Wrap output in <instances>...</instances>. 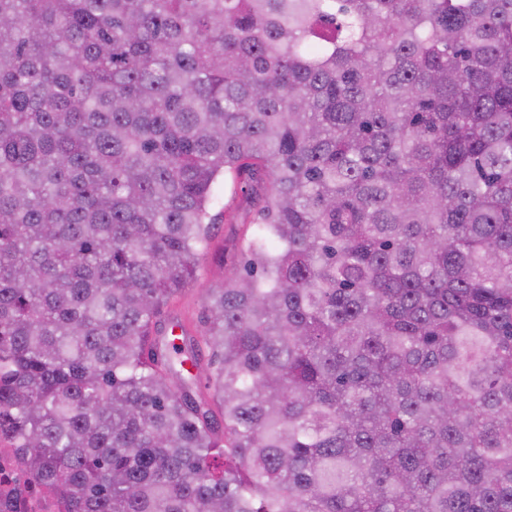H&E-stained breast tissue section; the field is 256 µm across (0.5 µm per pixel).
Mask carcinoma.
<instances>
[{
  "mask_svg": "<svg viewBox=\"0 0 512 512\" xmlns=\"http://www.w3.org/2000/svg\"><path fill=\"white\" fill-rule=\"evenodd\" d=\"M0 436L66 512H512V0H0ZM217 194L218 200L211 210V214L215 216L211 246L199 256L201 276L185 290L176 303L178 312L197 330L205 327L203 297L206 291L219 284L224 273L234 271L243 262L238 242L248 228L247 224H241L243 212L248 205L241 193L234 200H231L228 190L224 195V184H221Z\"/></svg>",
  "mask_w": 512,
  "mask_h": 512,
  "instance_id": "obj_1",
  "label": "carcinoma"
}]
</instances>
